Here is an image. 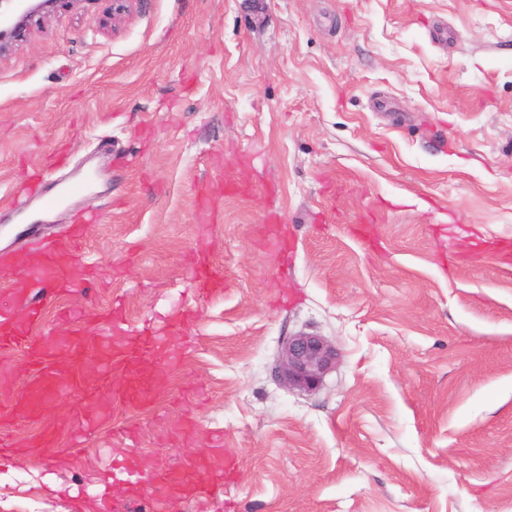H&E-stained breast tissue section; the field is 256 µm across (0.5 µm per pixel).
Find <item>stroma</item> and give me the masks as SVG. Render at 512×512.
I'll return each instance as SVG.
<instances>
[{"label":"stroma","instance_id":"1","mask_svg":"<svg viewBox=\"0 0 512 512\" xmlns=\"http://www.w3.org/2000/svg\"><path fill=\"white\" fill-rule=\"evenodd\" d=\"M89 166L39 226L99 214L43 330L179 313L176 360L144 409L87 365L50 404L83 454L0 460V512H101L106 471L112 512H167L149 473L217 438L239 476L187 512H512V0H66L0 58V225ZM300 331L340 352L310 393L272 372ZM59 186H64V191L69 196L76 195H89L90 194V183L87 179L79 180H60L51 186H47L46 193L49 194L44 197L43 204L46 208L54 207L58 202L57 196L51 195L50 193ZM195 279L197 281V294L202 297H209L222 290L224 286V277L217 274L212 268L202 267L195 268Z\"/></svg>","mask_w":512,"mask_h":512}]
</instances>
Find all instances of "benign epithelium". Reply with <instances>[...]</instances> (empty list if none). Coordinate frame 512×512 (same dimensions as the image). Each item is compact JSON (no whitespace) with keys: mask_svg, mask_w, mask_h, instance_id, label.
Segmentation results:
<instances>
[{"mask_svg":"<svg viewBox=\"0 0 512 512\" xmlns=\"http://www.w3.org/2000/svg\"><path fill=\"white\" fill-rule=\"evenodd\" d=\"M16 2L14 13L3 18L7 29L0 31V57L25 37L29 18L50 7L54 0ZM134 2L136 0H112V23L124 21L131 13ZM337 356L336 348L324 337L310 332L297 333L284 342L275 361L274 373L285 387L312 392L336 367Z\"/></svg>","mask_w":512,"mask_h":512,"instance_id":"benign-epithelium-1","label":"benign epithelium"}]
</instances>
